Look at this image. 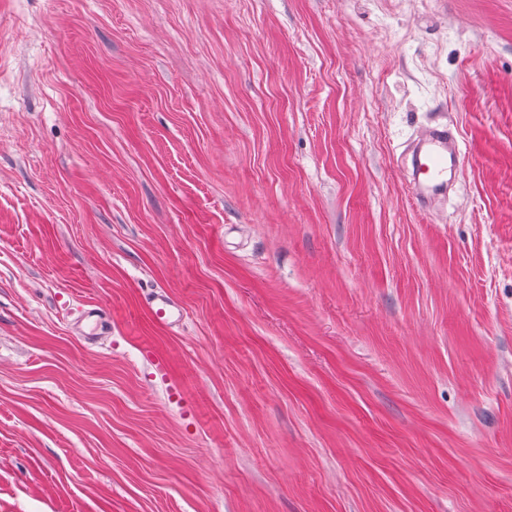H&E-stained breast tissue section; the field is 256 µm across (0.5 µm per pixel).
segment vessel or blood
I'll list each match as a JSON object with an SVG mask.
<instances>
[{
  "mask_svg": "<svg viewBox=\"0 0 512 512\" xmlns=\"http://www.w3.org/2000/svg\"><path fill=\"white\" fill-rule=\"evenodd\" d=\"M410 163L412 196L419 206L427 207L447 194L449 184L463 164V156L453 132L438 124L423 128L417 135ZM150 310L157 321L166 325L180 317L161 293L152 299Z\"/></svg>",
  "mask_w": 512,
  "mask_h": 512,
  "instance_id": "b4317fda",
  "label": "vessel or blood"
}]
</instances>
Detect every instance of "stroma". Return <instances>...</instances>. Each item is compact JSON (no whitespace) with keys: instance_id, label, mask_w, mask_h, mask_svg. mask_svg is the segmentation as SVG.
I'll list each match as a JSON object with an SVG mask.
<instances>
[{"instance_id":"35a3bbf8","label":"stroma","mask_w":512,"mask_h":512,"mask_svg":"<svg viewBox=\"0 0 512 512\" xmlns=\"http://www.w3.org/2000/svg\"><path fill=\"white\" fill-rule=\"evenodd\" d=\"M0 512H512V0H0ZM412 197L420 207L444 197L455 179L463 156L448 125L423 128L414 140L410 158ZM150 310L157 321L166 325L180 318V312H176L175 306L162 293H158L152 299Z\"/></svg>"}]
</instances>
